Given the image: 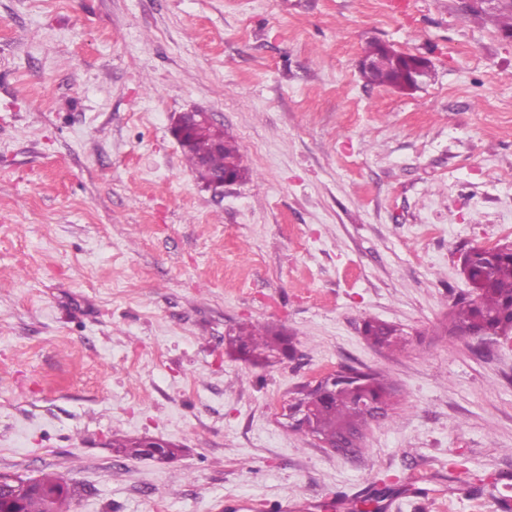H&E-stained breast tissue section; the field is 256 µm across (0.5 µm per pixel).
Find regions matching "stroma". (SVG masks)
Masks as SVG:
<instances>
[{
  "mask_svg": "<svg viewBox=\"0 0 512 512\" xmlns=\"http://www.w3.org/2000/svg\"><path fill=\"white\" fill-rule=\"evenodd\" d=\"M463 2L0 0V478L66 475L68 512H512V339L445 333L462 253L512 242V41ZM372 40L432 79L366 83ZM194 111L240 145L223 193ZM250 323L299 359L228 354ZM347 366L396 394L342 455L288 407ZM143 437L182 453L112 450ZM184 157L198 178L208 184L215 173H232L238 179H246L249 171L242 165L239 146L233 136L218 127L201 129L192 143L183 149ZM214 177L208 187L216 193L238 181L230 174ZM363 335L368 343L377 348H394L404 341L396 326L373 319L364 322Z\"/></svg>",
  "mask_w": 512,
  "mask_h": 512,
  "instance_id": "obj_1",
  "label": "stroma"
}]
</instances>
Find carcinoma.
Listing matches in <instances>:
<instances>
[{
    "label": "carcinoma",
    "mask_w": 512,
    "mask_h": 512,
    "mask_svg": "<svg viewBox=\"0 0 512 512\" xmlns=\"http://www.w3.org/2000/svg\"><path fill=\"white\" fill-rule=\"evenodd\" d=\"M490 17L498 30L512 35V0H498ZM364 55L382 58L381 68L372 80L374 84L396 86L400 82L406 57L396 50L385 51L378 42H371ZM184 157L198 178L209 183L218 172H228L239 179H246L249 171L242 165L239 146L233 136L218 127L200 130L190 146L184 149ZM470 291L455 299L450 323L452 328H462L469 333L499 336L512 332V244L470 249V267L465 276ZM363 335L372 346L394 348L404 338L396 326L379 320H367ZM229 350L242 359L256 365L267 363L276 354L295 357L292 336L274 325L241 327L228 334ZM392 385L379 373L350 369L336 373L316 386H306L290 409L305 413L307 425L300 423L293 429L319 439L336 440L356 424L365 421L356 403L369 396L378 403L388 404ZM112 447L129 458L146 457L151 453L142 440L114 439ZM11 484L0 485V506L16 508L18 512H66L78 488L63 476L44 474L32 479L31 489L20 499H15Z\"/></svg>",
    "instance_id": "1"
}]
</instances>
